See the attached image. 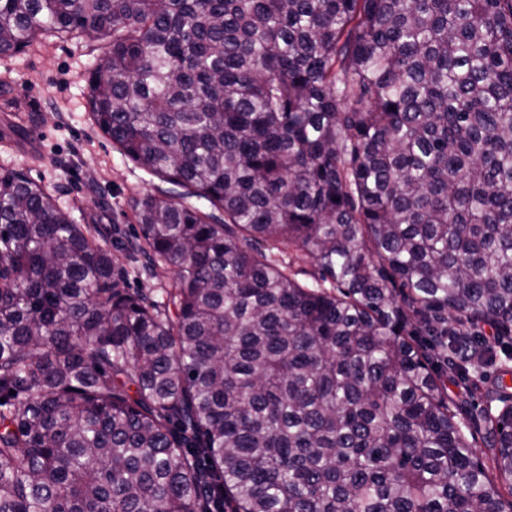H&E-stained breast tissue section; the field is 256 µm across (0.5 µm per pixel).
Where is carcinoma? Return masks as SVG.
I'll return each instance as SVG.
<instances>
[{"mask_svg":"<svg viewBox=\"0 0 512 512\" xmlns=\"http://www.w3.org/2000/svg\"><path fill=\"white\" fill-rule=\"evenodd\" d=\"M43 33L107 43L93 119L170 185L129 253L176 279L0 168V512H512V393L471 390L512 361V0H0V57ZM259 251L277 259L281 264L289 266L290 273L295 274L298 283L304 288H314L318 284L330 290L331 281L323 282L321 273L312 259L303 250L278 239H260L257 243Z\"/></svg>","mask_w":512,"mask_h":512,"instance_id":"obj_1","label":"carcinoma"}]
</instances>
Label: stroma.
I'll list each match as a JSON object with an SVG mask.
<instances>
[{
	"label": "stroma",
	"instance_id": "1",
	"mask_svg": "<svg viewBox=\"0 0 512 512\" xmlns=\"http://www.w3.org/2000/svg\"><path fill=\"white\" fill-rule=\"evenodd\" d=\"M101 58L86 42L55 37L0 58V168L43 185L90 232L112 228L125 287L156 301L170 287L172 269H149L144 258L127 259L125 248L139 233L131 197L156 192L163 182L126 158L94 124L86 81ZM257 247L288 266L301 286L320 284L321 273L303 250L278 239L260 240Z\"/></svg>",
	"mask_w": 512,
	"mask_h": 512
}]
</instances>
